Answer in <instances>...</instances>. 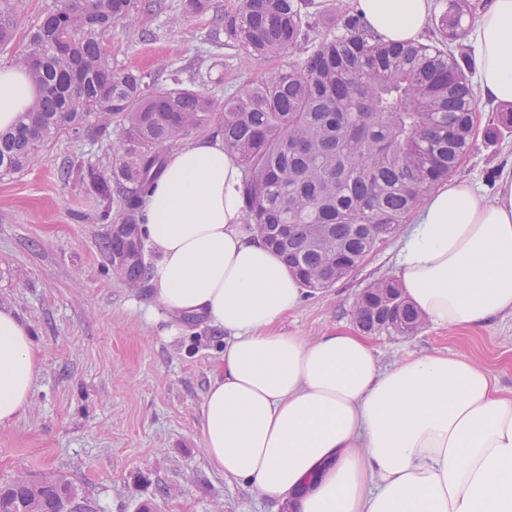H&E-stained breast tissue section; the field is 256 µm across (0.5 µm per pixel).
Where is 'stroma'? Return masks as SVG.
<instances>
[{
    "instance_id": "35a3bbf8",
    "label": "stroma",
    "mask_w": 512,
    "mask_h": 512,
    "mask_svg": "<svg viewBox=\"0 0 512 512\" xmlns=\"http://www.w3.org/2000/svg\"><path fill=\"white\" fill-rule=\"evenodd\" d=\"M135 26L115 24L109 38L114 66L133 67L167 84L173 71L191 75L210 66L222 77L216 97L258 79L263 62H247L227 40L211 38L238 0H209L199 16L182 0H161ZM54 0H25L16 34L0 49V66L28 48V32ZM470 151L456 168L484 199H493L512 168V128L500 118L512 106L478 100ZM109 143L91 134L64 137L23 172L0 176V305L27 320L42 360L31 405L0 427V485L45 472L64 476L96 512H289L250 488L225 481L208 463L199 440L204 395L219 374L222 330L199 316L172 318L152 284L129 287L112 273L106 243L111 225L99 203L63 170L78 158L106 171ZM408 230L381 242L349 277L305 296L278 325L315 337L354 329L353 303L369 283L395 277ZM382 367L432 351L471 356L512 395V315L453 330L423 322L408 336L371 339Z\"/></svg>"
}]
</instances>
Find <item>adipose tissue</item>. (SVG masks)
<instances>
[{"mask_svg":"<svg viewBox=\"0 0 512 512\" xmlns=\"http://www.w3.org/2000/svg\"><path fill=\"white\" fill-rule=\"evenodd\" d=\"M351 2L393 42L418 40L433 8ZM476 42L479 95L512 103V0L480 10ZM36 94L24 68L0 66L1 131ZM243 177L221 135H206L168 155L142 207L159 305L231 335L202 404L212 468L296 512H512V397L464 356L410 355L385 369L358 332L279 331L305 291L241 233ZM397 277L437 326L512 315V170L492 201L464 180L432 191L404 238ZM40 372L30 323L0 307V427L26 412Z\"/></svg>","mask_w":512,"mask_h":512,"instance_id":"ef3b65f1","label":"adipose tissue"}]
</instances>
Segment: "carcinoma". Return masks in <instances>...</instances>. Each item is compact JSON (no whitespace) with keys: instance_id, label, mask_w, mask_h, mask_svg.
Segmentation results:
<instances>
[{"instance_id":"cac0c4a2","label":"carcinoma","mask_w":512,"mask_h":512,"mask_svg":"<svg viewBox=\"0 0 512 512\" xmlns=\"http://www.w3.org/2000/svg\"><path fill=\"white\" fill-rule=\"evenodd\" d=\"M311 7L241 0L224 16V34L247 56L292 61L220 100L112 65L102 46L112 24L159 10L160 0H56L15 58L37 97L17 127L0 133V175L25 170L64 136H107L119 119L109 173L73 168L102 203L100 220L112 224V272L136 285L150 272L141 209L166 150L217 131L245 171L244 221L302 287H332L448 180L472 144L476 103L463 56L447 47L464 32L456 0L428 43L387 41L352 8L321 28ZM22 8L23 0H0L1 47ZM351 316L375 336L410 335L422 320L393 279L370 283ZM32 494L20 479L0 487V512H23ZM40 495V512H82L63 478Z\"/></svg>"}]
</instances>
